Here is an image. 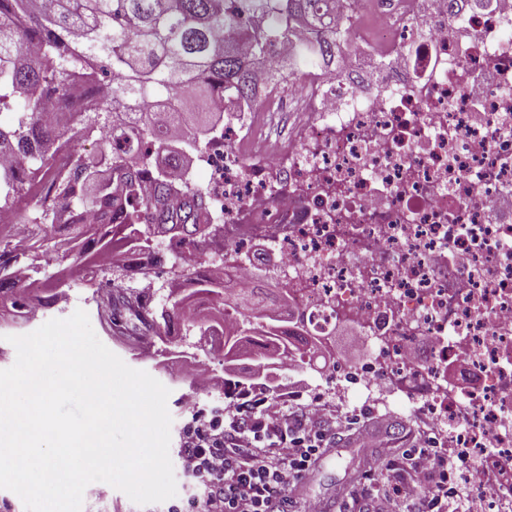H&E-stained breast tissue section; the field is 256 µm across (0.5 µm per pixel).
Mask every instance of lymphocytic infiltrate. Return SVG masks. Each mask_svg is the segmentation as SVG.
<instances>
[{"instance_id": "lymphocytic-infiltrate-1", "label": "lymphocytic infiltrate", "mask_w": 512, "mask_h": 512, "mask_svg": "<svg viewBox=\"0 0 512 512\" xmlns=\"http://www.w3.org/2000/svg\"><path fill=\"white\" fill-rule=\"evenodd\" d=\"M369 443L374 430L357 414L329 406L292 405L242 390L211 418L193 417L183 431V465L196 485L189 512H322L297 488L337 436ZM406 439L400 458L380 462L373 484H352L339 495L338 512H473L453 487L455 463L432 445L426 427Z\"/></svg>"}]
</instances>
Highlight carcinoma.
<instances>
[{
	"mask_svg": "<svg viewBox=\"0 0 512 512\" xmlns=\"http://www.w3.org/2000/svg\"><path fill=\"white\" fill-rule=\"evenodd\" d=\"M0 0V107L16 96L23 109L8 131L0 128V212L20 216V202L33 215L29 250L23 262L29 270L49 241L46 226L67 224L53 250L84 267L90 286L99 277L125 274L129 250L150 254L163 234L176 259L177 246L198 251L223 234L213 223L207 196L191 182L173 184L163 171L189 169L190 154L199 153L215 126L203 103L222 97L223 108L234 110L254 101L253 68L273 46L288 43V76L320 70L336 55L349 29L321 22L320 0ZM97 61L111 79L112 98L131 105L128 112L98 106L81 113L83 133L100 134L96 155L69 150L68 168H55L49 147L71 144L68 130L50 124V103L69 106L77 97L70 83L86 58ZM179 95L190 102L184 112H146L140 104L160 95ZM94 223H77L84 212ZM112 252V266L92 269L84 246ZM198 291L215 301L218 317L188 320L187 331L219 336L224 362L240 355V340L262 336L267 343L255 356L306 362L307 350L290 351L277 342V322L264 317L258 288H236L226 280L202 279ZM100 311L112 314L130 305L122 289L95 293ZM165 308L154 319L167 324L172 315L186 317L191 297L170 284Z\"/></svg>",
	"mask_w": 512,
	"mask_h": 512,
	"instance_id": "carcinoma-1",
	"label": "carcinoma"
}]
</instances>
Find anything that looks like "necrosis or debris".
<instances>
[{"label":"necrosis or debris","mask_w":512,"mask_h":512,"mask_svg":"<svg viewBox=\"0 0 512 512\" xmlns=\"http://www.w3.org/2000/svg\"><path fill=\"white\" fill-rule=\"evenodd\" d=\"M379 2L350 63L284 85L257 71L258 104L210 134V246L251 263L204 274L287 285L312 335L374 337L352 378L400 384L491 512L512 498V0ZM295 95L302 121L264 145L261 113Z\"/></svg>","instance_id":"necrosis-or-debris-1"}]
</instances>
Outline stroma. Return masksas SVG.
I'll return each instance as SVG.
<instances>
[{
	"label": "stroma",
	"mask_w": 512,
	"mask_h": 512,
	"mask_svg": "<svg viewBox=\"0 0 512 512\" xmlns=\"http://www.w3.org/2000/svg\"><path fill=\"white\" fill-rule=\"evenodd\" d=\"M38 266L35 295L45 304L43 320L63 319L76 309H83L94 332L107 348L128 366L146 371L169 388L167 406L172 417L169 453L177 482L176 502L186 501L193 490V482L184 471L180 453L183 428L192 418L191 410L181 405L184 395H191L196 407L207 412L223 406L226 393L251 387L270 395L293 394L305 402L318 400L345 413L386 418L388 426L380 430L375 445L366 447L355 436L343 437L303 481L301 495L322 502L326 512H336L338 493L343 487L355 481L364 483L374 477L376 457H392L400 453L406 445L403 437L406 428L422 419L419 411L399 391L385 386L368 394L336 379L331 362L275 364L269 367L266 378L256 380L251 376L255 361L250 355H243L228 366L223 355L207 350L182 352L184 325L180 322L171 325L170 336L149 345L140 344L135 337L111 330L97 310L82 267L72 260L58 258L52 251L40 256ZM12 315L10 291L0 292V369L11 367L16 359L9 336L27 334L37 328L33 322H13ZM202 361L210 364L213 373L224 376L223 391L210 393L197 389L192 369L195 363Z\"/></svg>",
	"instance_id": "obj_1"
}]
</instances>
